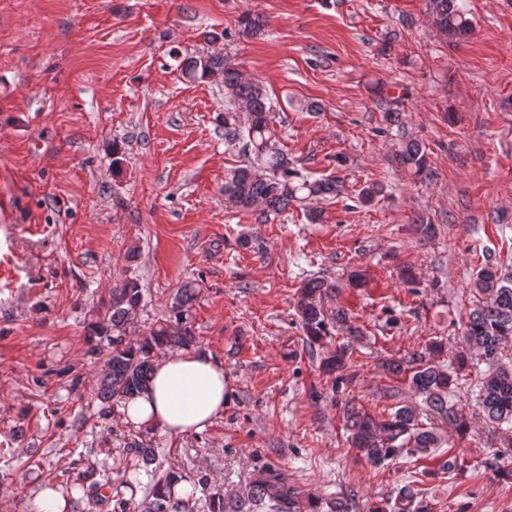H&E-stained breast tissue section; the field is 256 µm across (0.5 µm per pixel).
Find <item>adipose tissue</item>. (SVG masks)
<instances>
[{
	"label": "adipose tissue",
	"mask_w": 512,
	"mask_h": 512,
	"mask_svg": "<svg viewBox=\"0 0 512 512\" xmlns=\"http://www.w3.org/2000/svg\"><path fill=\"white\" fill-rule=\"evenodd\" d=\"M227 384L223 365L190 350L159 354L148 388L120 406L124 423L185 437L224 412Z\"/></svg>",
	"instance_id": "ef3b65f1"
}]
</instances>
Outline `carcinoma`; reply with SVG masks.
<instances>
[{
    "label": "carcinoma",
    "instance_id": "1",
    "mask_svg": "<svg viewBox=\"0 0 512 512\" xmlns=\"http://www.w3.org/2000/svg\"><path fill=\"white\" fill-rule=\"evenodd\" d=\"M432 23L448 44H454L472 32V21L455 0H429ZM265 21L249 13L240 16L238 33L256 37L263 33ZM221 73L224 79V140L240 149L247 158L224 184V205L229 210L255 212L259 221H268L292 206L307 209L311 222L322 219L316 203L339 196L343 191L339 179L309 180L302 176L288 157V152L274 130L273 107L262 83L231 65L225 58L209 56L190 61L184 75L191 80H204ZM395 163L409 176L422 177L427 171V157L414 139H404L395 155ZM477 296L475 308L463 322L462 342L465 352L457 357V368L450 371L437 364L435 357L443 342L432 341L425 348L393 362L388 370L405 381L421 402L416 406H399L387 413H375L363 404L348 401L342 408L343 428L350 448L370 465L380 467L402 453L430 455L448 444V434L440 424L452 427L460 439L471 431L467 417L459 413L448 400V394L458 380V374L469 361L468 352L485 358L496 368L477 381L482 411L501 447L512 449V364L499 362L500 348L512 340V273L485 262L470 282ZM336 282L313 277L305 280L295 293V315L311 345L320 344L340 330L349 336L359 333L352 321L351 310L339 305L332 312L326 302L336 297ZM198 294L193 281L178 289L170 315L157 322L148 333L132 340L129 330L132 315L142 302V291L130 278L110 291L104 306L105 315L88 328L99 340L88 343L89 356L101 360L105 372L96 392L99 414L110 417L115 407L147 388L153 375L154 358L162 351L186 349L196 344L190 325L189 312ZM353 350L341 344L331 355L322 359L321 366L339 384L354 378ZM131 463L118 467L103 459L77 478L71 490L80 491L70 502L98 500L108 489L115 496L120 512H127L129 502L122 489L132 492L145 490L140 505L143 512H194L200 499L192 492L181 496L177 487L185 476L163 469L160 449L137 442L128 448ZM300 493L288 484L280 472L264 468L251 481L246 496L229 504L212 496L210 512H301ZM389 512H429L428 505L416 499L404 488L398 490Z\"/></svg>",
    "mask_w": 512,
    "mask_h": 512
}]
</instances>
